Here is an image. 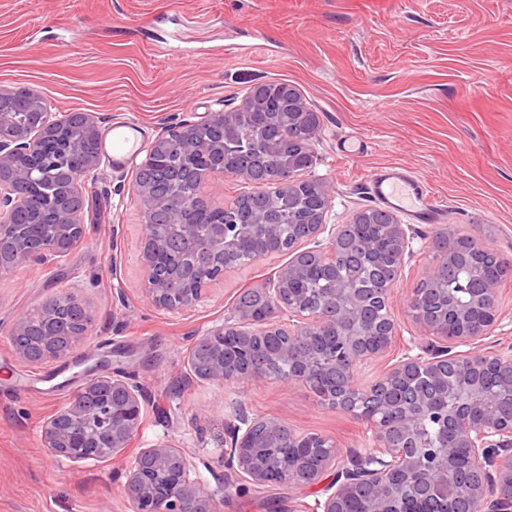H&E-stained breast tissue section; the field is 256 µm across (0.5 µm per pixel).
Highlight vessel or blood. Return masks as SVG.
<instances>
[{"label":"vessel or blood","instance_id":"b4317fda","mask_svg":"<svg viewBox=\"0 0 512 512\" xmlns=\"http://www.w3.org/2000/svg\"><path fill=\"white\" fill-rule=\"evenodd\" d=\"M127 125L115 124L108 130L104 149L113 166H132L144 151L143 141H130ZM371 196L382 206L402 213L417 224H438L444 210L435 207L423 181L406 168L389 166L373 172L369 178Z\"/></svg>","mask_w":512,"mask_h":512}]
</instances>
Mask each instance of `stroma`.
Masks as SVG:
<instances>
[{"mask_svg": "<svg viewBox=\"0 0 512 512\" xmlns=\"http://www.w3.org/2000/svg\"><path fill=\"white\" fill-rule=\"evenodd\" d=\"M273 81L296 86L321 115L308 175L330 191L325 224L374 207L366 183L387 166L412 171L448 210L445 223L413 227L393 294L397 337L359 374L368 384L428 342L408 299L436 232L512 259V0H0V87L31 88L59 116L89 112L106 129L126 121L150 142ZM135 175L101 161L85 184L82 243L57 264L0 275V512H131L127 469L161 441L185 454L192 479L223 488L224 512H316L332 475L246 482L227 454L232 426L279 420L331 439L346 462L371 451L367 423L298 383L219 386L188 364L193 337L222 325L244 290L275 279L287 255L226 273L193 307L153 306L140 287ZM63 293L89 307L88 335L65 359L24 360L13 324ZM91 367L131 376L147 401L118 456L74 463L48 450L45 430Z\"/></svg>", "mask_w": 512, "mask_h": 512, "instance_id": "obj_1", "label": "stroma"}]
</instances>
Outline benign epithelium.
I'll use <instances>...</instances> for the list:
<instances>
[{
    "label": "benign epithelium",
    "mask_w": 512,
    "mask_h": 512,
    "mask_svg": "<svg viewBox=\"0 0 512 512\" xmlns=\"http://www.w3.org/2000/svg\"><path fill=\"white\" fill-rule=\"evenodd\" d=\"M288 99L282 90L274 100L267 92L253 89L240 107L250 104H269ZM100 120L88 112H70L61 117L50 112L38 95L26 87L3 90L0 88V274L13 271L24 263L48 264L65 256L84 237V201L78 192L79 184L97 175L101 154ZM193 127L207 128L217 133L213 139L184 141L183 156L203 153L211 159L210 167L202 172L188 165L177 169L176 183L189 190L190 204L197 210L220 214L224 204L206 190L205 179L211 176H230L249 180V168L228 160L224 148V111L210 112L197 121H182L167 127V131L186 132ZM46 164L56 167L52 191L41 188L40 171ZM294 186L289 175L271 174L265 179L259 193L283 192ZM141 197L143 223L140 245V263L143 272L142 288L149 300L167 310H178L198 303L219 279L224 278V225H212L209 237L194 240L195 225L185 216L168 214L169 231L192 239V255L178 256L171 275L161 281L157 276L160 259L170 255L154 221L160 208L168 205L163 198L152 196L147 185H135ZM48 211V221L37 225V233L26 239L16 232L18 218L35 210ZM396 256V276H401L409 254V227L405 224L385 225ZM350 232V225L307 224L302 240L313 247L300 249L295 244L289 251V260L280 270V280L267 288L254 291L264 296L271 306V314L262 322L252 321L243 309L236 310L224 321L202 336L194 339L192 347L211 352L212 359L204 379L224 384L240 380V376L224 366V337L232 336L239 348L248 349L252 343L277 336L287 331L284 343L276 356L292 360L293 374L284 382H301L322 404H341V399L330 395L313 381L320 369L318 352L307 349L311 340L325 334L333 344V359L350 365L352 375L366 366L380 352L369 348L366 335L375 326L365 325L360 312L364 304L353 289L343 283L330 289L331 299L310 309L298 295L292 283L299 266L296 256L311 257L316 266L326 273L336 269L339 243ZM329 235L322 243L319 236ZM474 243L465 235L448 238V250L426 267L422 278L430 277L447 252ZM473 298V306L448 305L443 323L461 325L457 336L448 338L438 334L435 322L427 320L415 309V298H410L409 309L419 327L428 335L427 356L403 355L369 388H360L355 381H347L342 390L353 401H361L381 392L394 374L405 380L400 399L401 422L392 424L386 417L374 415L368 419L373 431V450L360 458L351 468H338L339 450L336 444L318 434L291 435L294 444L306 448V455L294 463L277 456L266 468L244 467V458L256 456V431L260 427L281 431L283 423L274 419L254 420L246 428L236 426L230 436L229 456L239 471L258 485L277 481L281 485L313 484L331 469L337 473L331 483L332 492L322 512H346L347 495L356 487L373 484L378 492L367 512H408L411 500L418 497L420 483L429 477L414 448L405 445L397 449L391 443L396 430L412 432L419 413L437 414L454 434L440 465L454 469L465 468L462 485L464 497L476 505V512H512V493L506 497L491 493V488L512 490V467L496 462L502 451L512 449V418L507 420L487 409L493 399L512 403V385L491 393L482 375L492 368L512 369V349L485 353H471L467 347L475 345L498 321L499 284L490 281L482 288L459 282ZM393 287L383 290L382 328L396 338L397 319L392 308ZM76 304L84 314V330L89 332L91 314L88 306L75 295L67 293L46 299L41 304L42 321L49 329L42 335L41 354L49 360L66 358L72 351L76 332L63 310L66 304ZM487 315L488 325H477L467 320L470 308ZM142 394L131 378L116 375L112 378H91L71 400L55 412L48 422L47 448L73 462L100 460L105 448H125L137 432L142 415ZM468 450L464 462H459L455 449ZM142 456L149 458L152 469L164 474L157 481L147 477L135 459L128 473L126 487H134V512H220L224 496L190 479V466L185 456L167 442L145 449Z\"/></svg>",
    "instance_id": "benign-epithelium-1"
}]
</instances>
